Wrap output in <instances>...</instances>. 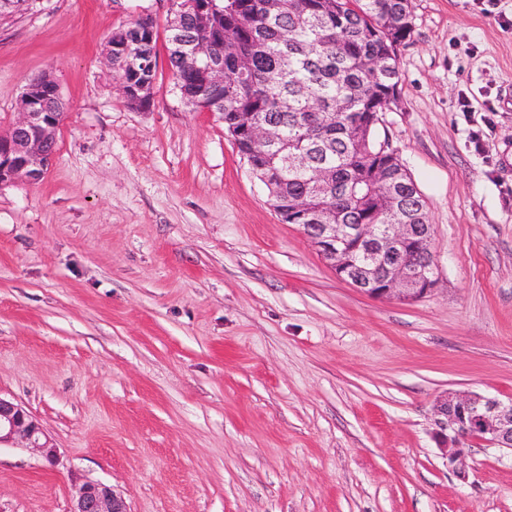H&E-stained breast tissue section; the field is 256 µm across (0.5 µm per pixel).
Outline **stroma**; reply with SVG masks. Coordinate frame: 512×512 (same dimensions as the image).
<instances>
[{"label":"stroma","mask_w":512,"mask_h":512,"mask_svg":"<svg viewBox=\"0 0 512 512\" xmlns=\"http://www.w3.org/2000/svg\"><path fill=\"white\" fill-rule=\"evenodd\" d=\"M378 137L427 201L439 283L374 299L271 207L216 114L158 56L132 109L108 34L165 0H28L0 15V127L52 72L44 178L0 187V396L60 463L0 447V512H512V452L447 468L448 390L512 396V0H410ZM483 139L476 152L473 134ZM68 512H130L125 499L112 486L85 479L78 486Z\"/></svg>","instance_id":"35a3bbf8"}]
</instances>
